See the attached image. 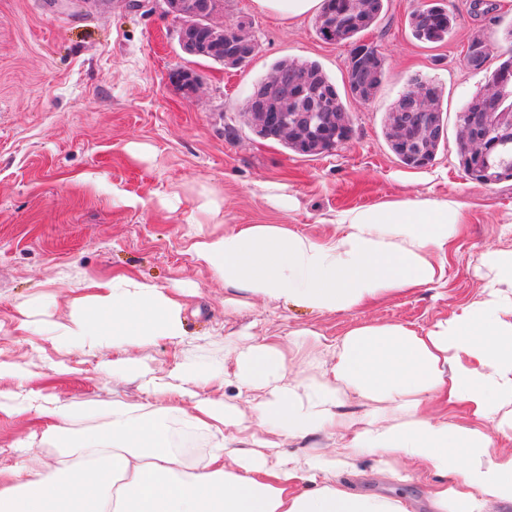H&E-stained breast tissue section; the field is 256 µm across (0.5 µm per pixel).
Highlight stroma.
I'll return each instance as SVG.
<instances>
[{
	"label": "stroma",
	"instance_id": "obj_1",
	"mask_svg": "<svg viewBox=\"0 0 512 512\" xmlns=\"http://www.w3.org/2000/svg\"><path fill=\"white\" fill-rule=\"evenodd\" d=\"M419 0H387L364 31L386 61L376 98L347 99L352 136L334 150L301 155L259 137L242 111L252 85L282 59L318 62L336 84L346 80L347 44L324 42L313 16L288 22L252 0H224L225 26L247 20L258 43L246 64L227 68L185 54L177 26L159 9L128 0H0V355L37 372L43 395L81 407L69 435L40 442L45 460L106 430L113 399L144 402L136 383L103 370L102 355L59 335L93 279L124 273L163 288L183 305L190 339H159L134 350L151 367L178 351L208 364L224 361L242 332L254 339L310 329L333 338L364 321L427 328L478 299L488 270L479 257L512 250V180L484 185L467 177L456 148L457 115L484 88L512 23V0H487L472 13L442 0L457 18L442 43L416 40L407 16ZM490 36L483 70L464 63L475 35ZM177 68L199 83H173ZM443 92L447 141L434 162L402 165L384 137V119L413 77ZM414 195L460 205L463 230L447 275L432 289L382 297L360 313H318L264 303L223 285L189 252L193 225L220 234L242 224H283L314 237L336 230L337 213ZM63 362L60 373L48 360ZM36 428L27 414H0V466L14 465L13 443ZM354 492L400 498L409 512H432L430 481L403 459L371 458L345 470Z\"/></svg>",
	"mask_w": 512,
	"mask_h": 512
}]
</instances>
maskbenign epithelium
<instances>
[{
  "label": "benign epithelium",
  "instance_id": "obj_1",
  "mask_svg": "<svg viewBox=\"0 0 512 512\" xmlns=\"http://www.w3.org/2000/svg\"><path fill=\"white\" fill-rule=\"evenodd\" d=\"M164 14L178 23L179 44L183 52L196 55L202 51L224 54V43L235 44L236 53L231 62L247 63L255 54L257 44L243 21L236 29H226L216 22L219 13L216 0H161ZM367 0H327V14L336 11L347 16H359L366 10ZM350 57L359 63L350 71L354 95L362 102L370 101L368 90L379 76L382 58L374 51L369 55L352 47ZM512 76L504 73L496 82L489 83L477 95L465 112L466 124L458 141L459 150L468 161L470 178L480 183H490L496 176L484 167L475 172V165L482 164L488 150L487 133L494 131L498 137L512 139V112L500 109L496 92L498 83ZM303 80L284 71H276L253 84L244 108L246 122L264 138L291 142L302 152H311L336 146L339 135L348 132L349 114L346 112L297 111ZM391 141L394 147L416 160L424 167L428 163L431 143L445 136V119L442 105L432 87L423 80L413 82L400 96L392 112L388 113Z\"/></svg>",
  "mask_w": 512,
  "mask_h": 512
}]
</instances>
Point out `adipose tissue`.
Masks as SVG:
<instances>
[{
    "label": "adipose tissue",
    "instance_id": "obj_1",
    "mask_svg": "<svg viewBox=\"0 0 512 512\" xmlns=\"http://www.w3.org/2000/svg\"><path fill=\"white\" fill-rule=\"evenodd\" d=\"M462 230L456 203L413 197L336 216V231L317 238L282 224H245L213 236L195 231L194 257L225 286L262 301L320 313H356L379 298L442 282ZM491 276L479 300L430 327L364 322L327 338L300 329L233 350L231 375L185 357L155 369L137 359L112 361L113 373L139 381L163 407L140 414L113 402L107 434H83L80 450L46 463L33 440L17 441L18 461L0 468V512H407L400 499L351 493L339 485L348 460L405 458L435 478L437 512L512 507V251L489 250ZM92 302L64 333L90 350H129L162 338L186 340L183 306L161 288L126 277L95 281ZM310 358L307 379L290 373ZM235 384L248 412L205 394ZM382 402L388 415L350 417V398ZM42 436H66L71 409L26 388L9 395ZM214 439L202 462L176 449V427ZM237 432L253 447L232 448ZM324 435L323 453L301 448L270 454L269 434Z\"/></svg>",
    "mask_w": 512,
    "mask_h": 512
}]
</instances>
